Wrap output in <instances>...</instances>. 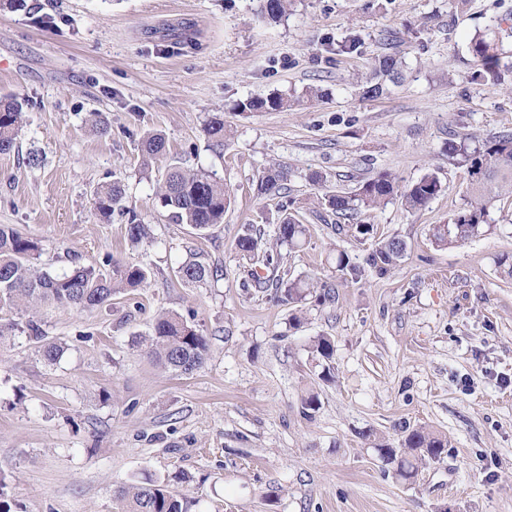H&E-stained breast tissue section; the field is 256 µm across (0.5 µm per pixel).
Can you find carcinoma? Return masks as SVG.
I'll list each match as a JSON object with an SVG mask.
<instances>
[{
	"instance_id": "carcinoma-1",
	"label": "carcinoma",
	"mask_w": 512,
	"mask_h": 512,
	"mask_svg": "<svg viewBox=\"0 0 512 512\" xmlns=\"http://www.w3.org/2000/svg\"><path fill=\"white\" fill-rule=\"evenodd\" d=\"M288 0H263L261 15L276 22L286 12ZM500 38L494 29L474 36L468 51L474 59L476 70L473 80L493 81L502 84L512 80V61L501 62ZM363 41L351 32L336 43H329L326 51L336 55H358ZM403 61L395 54H383L375 59L374 79L360 85L363 99H376L387 92L385 81L398 84L403 80ZM319 97L312 89L293 100L281 96L240 100L235 109L240 112H266L288 108L309 98ZM23 104L14 98L0 99V153L7 154L16 147V135L22 120ZM208 147L224 150V117L214 116L204 129ZM142 165L150 168L167 155L165 138L148 134L140 143ZM448 158L467 167L470 179L466 186L467 204L458 211L451 222L436 224L431 237L439 246L465 244L485 232L488 227V209L495 201L512 207V133L486 138L471 145V137L448 140ZM287 173L279 166H271L259 175L257 191L261 195H276L283 189ZM443 191L436 173L420 179L399 190L394 176L380 172L359 183L356 190L347 194H333L325 198V205L337 215L350 219L360 209H374L387 204L394 197L401 198L404 207L417 211L426 207ZM160 208L176 224H188L197 231L207 230L223 223L224 210L231 194L224 181L203 168L188 169L180 163L165 166L156 188ZM123 184L114 180L98 189L92 199L94 213L109 219L114 214L128 216L125 231L127 239L139 244L151 238V226L143 222L124 205ZM292 201L281 203V216L275 227V243L263 242L261 229L255 224L242 225L235 240L239 256L263 269L278 271L283 260L278 251L281 246L292 252L305 242L307 225L288 212ZM339 231L360 242L374 237L371 224L338 226ZM406 243L391 236L375 242L367 254L365 264L351 259L345 251L336 252L334 269L336 278L344 282H357L370 268L379 276L389 273L405 257ZM40 246L36 240L23 234L13 224H0V307L35 310L46 305L70 307L76 310H94L110 304L112 296L125 288H138L147 284L148 271L140 266L126 265L106 257L99 267L77 266L63 274L40 271L34 265ZM178 276L186 283L206 284L224 278V271L201 257H195L178 268ZM252 286L263 292L273 291V297L284 304H305L311 300L318 306L332 304L335 291L316 277L308 279L286 278L282 275L265 277L256 270L248 273L243 286ZM33 339L39 342L38 353L46 364H53L64 353L59 342H46L36 327H31ZM148 356L161 368L178 375L189 376L198 371L208 356V342L199 330L181 317L162 312L157 315L152 333L145 339ZM311 356L321 367V379L333 381L335 346L329 336H315L309 345ZM363 437L375 448L381 461L392 467L395 476L405 482L415 479L418 464L426 459L438 461L448 448L445 435L415 428L395 448L372 431ZM117 512H188L187 499L170 490L165 481L152 477L136 478L121 486L116 493Z\"/></svg>"
}]
</instances>
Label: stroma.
Listing matches in <instances>:
<instances>
[{"label":"stroma","instance_id":"stroma-1","mask_svg":"<svg viewBox=\"0 0 512 512\" xmlns=\"http://www.w3.org/2000/svg\"><path fill=\"white\" fill-rule=\"evenodd\" d=\"M33 14L0 8V97L25 101L17 147L0 154V224L37 239L39 270L61 274L106 256L146 268L143 288L92 311L0 309V476L12 512H116L131 477L172 478L191 512H512V224L491 208L482 236L445 249L431 228L465 205L466 168L448 159L450 135L512 132V91L472 79L470 39L512 28V0H292L279 22L263 0H38ZM358 32L359 55L324 44ZM398 54L405 79L359 97L374 60ZM324 91L322 99L241 113L247 98ZM224 117L222 154L204 127ZM109 134H99L97 120ZM164 135L169 156L212 171L231 192L224 221L200 233L155 207L157 168L138 144ZM37 165H29V155ZM272 165L287 169L291 208L309 226L287 254L290 277L335 281L327 257L362 261L371 242L338 233L325 196L381 172L400 185L426 173L444 189L409 212L400 200L362 210L356 223L407 244L386 276L336 283V302L291 310L244 289L249 266L234 248L245 224L268 227L279 200L258 194ZM321 182H313L312 174ZM121 180L125 203L150 224L134 245L125 220L91 210L101 185ZM201 254L223 267L193 286L178 267ZM161 312L209 341L190 376L150 360L140 336ZM66 343L42 363L28 321ZM335 343V380L322 382L310 338ZM318 396L304 414L302 399ZM443 433L441 459L398 479L362 433L400 446L417 427Z\"/></svg>","mask_w":512,"mask_h":512}]
</instances>
